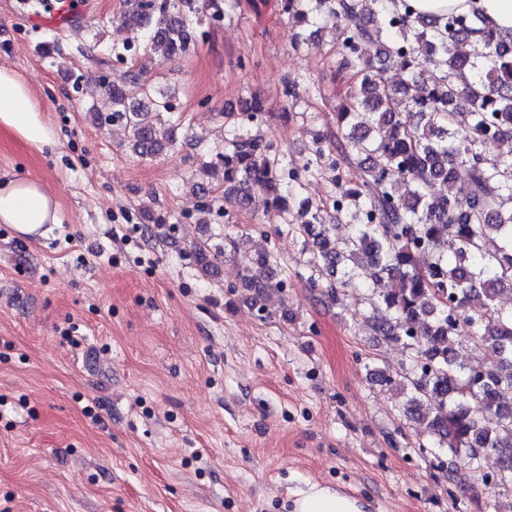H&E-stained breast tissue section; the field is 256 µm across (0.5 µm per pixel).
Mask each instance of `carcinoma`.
Wrapping results in <instances>:
<instances>
[{
	"label": "carcinoma",
	"mask_w": 512,
	"mask_h": 512,
	"mask_svg": "<svg viewBox=\"0 0 512 512\" xmlns=\"http://www.w3.org/2000/svg\"><path fill=\"white\" fill-rule=\"evenodd\" d=\"M283 10L295 49L319 31L321 17L345 24L337 73L350 76L352 90L337 113L336 135L316 138L303 168L311 175L324 163L338 168L355 152L360 179L338 182L329 209L302 197L273 143L244 131L266 115L265 102L251 95L243 111L226 113L224 144L188 160L197 221L206 224L215 212L228 217L258 193L283 216L298 215L299 223L285 225L312 237L308 282L318 288L327 279L328 298L338 302L363 287L359 270H369L368 287L378 295L372 327L409 352L404 374L377 370V381L407 392L405 416L424 429L439 467L445 453L485 487L512 486V403L505 399L512 392V308L498 305L512 292V153L488 156L512 141V37L477 14L414 17L398 0H283ZM222 17L224 0H127L119 22L143 39L112 46V56L133 60L154 48L187 56L198 40L193 21ZM376 40L372 58L367 45ZM393 59L403 69L397 82L386 76ZM91 96L101 103L94 119L122 128L131 153L155 156L179 145L184 127L155 80L133 72L116 85L103 76ZM401 103L412 119L401 118ZM461 170L469 185L463 196L455 191ZM438 183L446 191L431 194ZM342 222L347 232L339 238ZM209 248L207 241L193 246L206 276L213 273ZM421 252L430 257L423 268ZM286 280L265 240L239 272L260 311ZM387 280L398 288L380 289ZM464 332L484 359L480 369L458 361L453 342ZM488 452L499 457L492 476L481 465Z\"/></svg>",
	"instance_id": "cac0c4a2"
}]
</instances>
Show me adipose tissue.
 Masks as SVG:
<instances>
[{"label":"adipose tissue","instance_id":"1","mask_svg":"<svg viewBox=\"0 0 512 512\" xmlns=\"http://www.w3.org/2000/svg\"><path fill=\"white\" fill-rule=\"evenodd\" d=\"M415 13L440 18L451 12H479L486 24L512 35V0H408ZM0 129L38 151L54 149L57 134L46 122L27 84L0 66ZM53 194L38 178L18 177L0 183V223L17 235H45L46 225L58 223ZM290 512H364L361 501L320 483L295 493Z\"/></svg>","mask_w":512,"mask_h":512}]
</instances>
